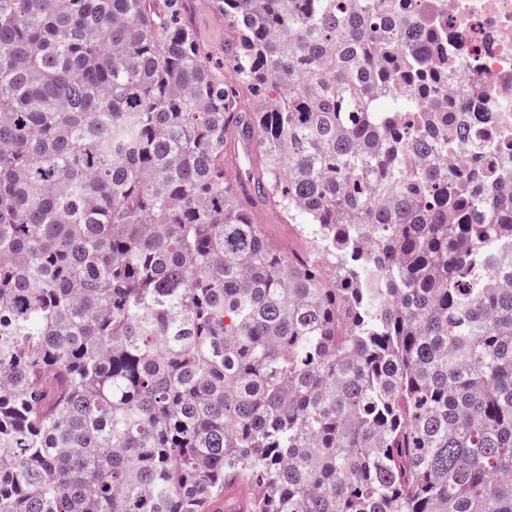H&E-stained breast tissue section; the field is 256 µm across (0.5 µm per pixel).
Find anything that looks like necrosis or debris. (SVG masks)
I'll return each mask as SVG.
<instances>
[{"label":"necrosis or debris","mask_w":512,"mask_h":512,"mask_svg":"<svg viewBox=\"0 0 512 512\" xmlns=\"http://www.w3.org/2000/svg\"><path fill=\"white\" fill-rule=\"evenodd\" d=\"M448 59L467 73L454 97L474 121L512 129V0H448Z\"/></svg>","instance_id":"obj_1"}]
</instances>
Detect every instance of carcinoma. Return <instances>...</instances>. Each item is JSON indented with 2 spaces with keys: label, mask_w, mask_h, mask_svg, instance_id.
I'll return each instance as SVG.
<instances>
[{
  "label": "carcinoma",
  "mask_w": 512,
  "mask_h": 512,
  "mask_svg": "<svg viewBox=\"0 0 512 512\" xmlns=\"http://www.w3.org/2000/svg\"><path fill=\"white\" fill-rule=\"evenodd\" d=\"M211 3L222 70L187 0H0V512H512V141L442 3ZM192 24L203 54L211 66L224 67V20L211 7L210 0H192ZM254 217L257 223L262 225L266 236L282 250L288 252V247L301 248L302 243L294 229L288 224H281L279 217L272 210L259 204L254 210Z\"/></svg>",
  "instance_id": "cac0c4a2"
}]
</instances>
